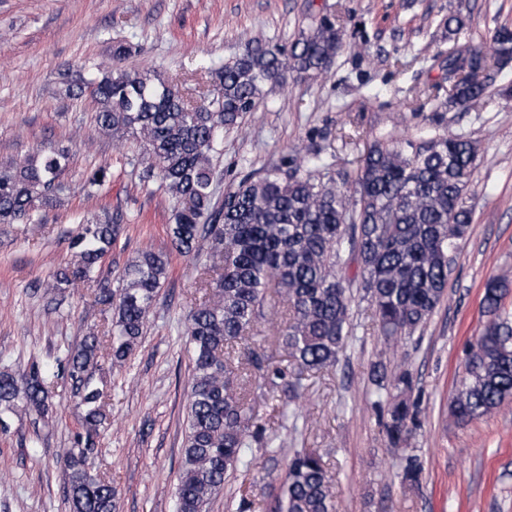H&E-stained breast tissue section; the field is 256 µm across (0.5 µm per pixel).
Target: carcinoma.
Wrapping results in <instances>:
<instances>
[{"label": "carcinoma", "mask_w": 512, "mask_h": 512, "mask_svg": "<svg viewBox=\"0 0 512 512\" xmlns=\"http://www.w3.org/2000/svg\"><path fill=\"white\" fill-rule=\"evenodd\" d=\"M512 49V30L500 28L485 48L448 53V100L466 107L482 99L488 85L479 67L499 64ZM344 49L342 31L327 20L300 30L289 46L256 41L218 68H205L207 89L196 100L175 82L148 73L107 68L67 84L66 94H85L97 104L99 129L123 142L142 143L152 163L144 177L157 176L174 200L168 235L175 250L194 253L208 245L209 263L197 271L204 300L189 313L184 334L193 347L183 460L175 512H210L225 482L251 469L252 449L277 456L280 435L269 429L250 402L239 373L262 372L272 393L293 392L271 359L250 350L237 355L243 337L258 332L268 317L280 318L279 344L298 373L336 365L350 331L353 290L375 307L385 340L423 330L444 299L452 255L472 221L467 204L477 166V143L456 134L419 140L374 139L357 168L336 186L333 164L310 144L271 169L241 179L215 200L214 160L222 133L241 127L266 96L288 78L330 70ZM63 151L38 149L0 168V224L33 220L66 190ZM70 238L72 261L53 287L85 282L101 264L120 226L106 214L79 221ZM357 263L359 275L346 274ZM169 256L140 252L122 271L116 289L100 288L96 300L112 310L111 322L66 351L61 371L81 410L78 451L67 450L73 512H115L112 478L95 462L107 402L96 379L99 359L125 366L138 346L168 275ZM506 277L490 278L481 308L484 328L470 343L467 377L450 401L451 415L464 423L493 413L512 398V314L502 309ZM372 385L385 400L375 402L388 444L405 448L419 421L411 397L413 379L402 370L388 381L383 366ZM51 374L37 360L16 371H0V413L36 414L49 406ZM273 512H335L323 457L295 451Z\"/></svg>", "instance_id": "obj_1"}]
</instances>
